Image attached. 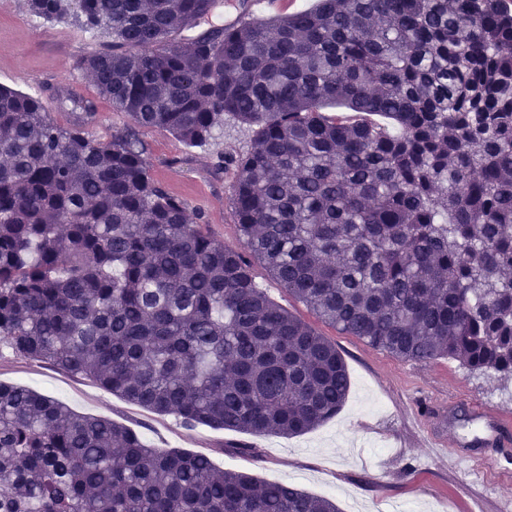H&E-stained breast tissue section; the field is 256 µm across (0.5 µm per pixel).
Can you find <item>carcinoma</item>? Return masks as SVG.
Masks as SVG:
<instances>
[{
  "label": "carcinoma",
  "instance_id": "1",
  "mask_svg": "<svg viewBox=\"0 0 512 512\" xmlns=\"http://www.w3.org/2000/svg\"><path fill=\"white\" fill-rule=\"evenodd\" d=\"M223 5L25 0L107 36L70 72L133 124L102 140L0 85V350L188 428L304 434L349 373L256 260L371 348L512 382V0H318L195 32ZM231 123L254 132L224 156L240 251L151 175L141 137L197 146ZM0 512L341 510L0 383Z\"/></svg>",
  "mask_w": 512,
  "mask_h": 512
}]
</instances>
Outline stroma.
<instances>
[{
	"instance_id": "35a3bbf8",
	"label": "stroma",
	"mask_w": 512,
	"mask_h": 512,
	"mask_svg": "<svg viewBox=\"0 0 512 512\" xmlns=\"http://www.w3.org/2000/svg\"><path fill=\"white\" fill-rule=\"evenodd\" d=\"M100 42L75 20L47 24L27 13L24 0H0V84L44 97L64 126L72 125L75 116L57 110L51 92L94 101L97 116L87 129L104 139L112 128L129 124V116L112 110L87 79L69 73L72 56L95 50ZM142 137L150 147L152 175L189 207L204 210L210 232L226 248L240 249L231 208L234 176L218 159L247 151L252 131L228 128L215 141L193 147L156 129L144 130ZM252 271L274 302L334 341L347 365L350 391L343 409L305 434L253 435L204 425L187 429L174 417L134 406L89 379L8 354L0 357V382L109 418L153 447L203 454L217 468L330 497L341 512H388L396 505L406 512H493L498 504L512 503V447L499 449V469L484 473L474 472L467 458L448 462L450 449L460 440L468 455L480 453L478 441L485 431L480 420L461 422L449 399L461 394L489 413L512 417V385L501 386L496 378L471 373L448 358L397 360L319 320L260 265ZM236 444L255 452H233Z\"/></svg>"
}]
</instances>
